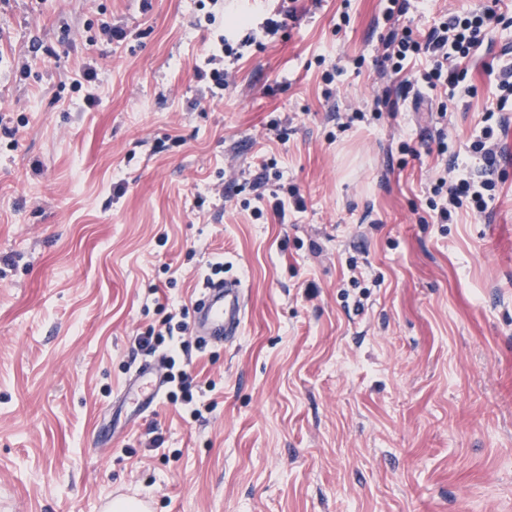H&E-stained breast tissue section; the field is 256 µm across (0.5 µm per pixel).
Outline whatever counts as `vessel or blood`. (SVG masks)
I'll return each mask as SVG.
<instances>
[{
  "label": "vessel or blood",
  "mask_w": 512,
  "mask_h": 512,
  "mask_svg": "<svg viewBox=\"0 0 512 512\" xmlns=\"http://www.w3.org/2000/svg\"><path fill=\"white\" fill-rule=\"evenodd\" d=\"M246 316V291L235 277L208 282L202 287L192 331L198 336L232 339L242 332ZM164 378L152 364H143L125 386L128 405L137 412L151 411L157 404Z\"/></svg>",
  "instance_id": "obj_1"
}]
</instances>
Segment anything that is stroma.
<instances>
[{
	"mask_svg": "<svg viewBox=\"0 0 512 512\" xmlns=\"http://www.w3.org/2000/svg\"><path fill=\"white\" fill-rule=\"evenodd\" d=\"M484 2L409 0L407 18L422 35ZM203 3L0 0V512L120 495L512 512V165L485 215L429 208L450 153L477 164L482 64L512 62V0L464 62L474 96L444 115L378 66L385 0H218L210 25ZM231 29L240 57L214 91L195 69ZM283 185L305 206L281 220ZM219 260L247 310L235 342L187 340L200 417L164 397L117 414L160 359L139 335L194 317Z\"/></svg>",
	"mask_w": 512,
	"mask_h": 512,
	"instance_id": "1",
	"label": "stroma"
}]
</instances>
